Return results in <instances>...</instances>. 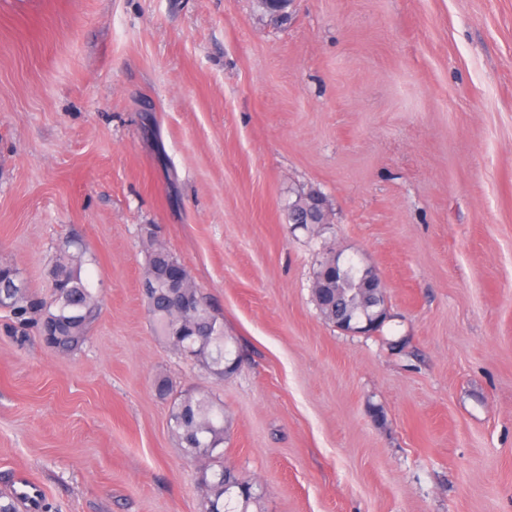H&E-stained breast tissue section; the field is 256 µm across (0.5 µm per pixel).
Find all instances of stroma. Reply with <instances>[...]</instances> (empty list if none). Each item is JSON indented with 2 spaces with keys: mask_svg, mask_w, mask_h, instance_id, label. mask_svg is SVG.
Returning <instances> with one entry per match:
<instances>
[{
  "mask_svg": "<svg viewBox=\"0 0 512 512\" xmlns=\"http://www.w3.org/2000/svg\"><path fill=\"white\" fill-rule=\"evenodd\" d=\"M311 191L327 223H289ZM146 227L235 373L152 332ZM67 236L83 348L0 311L18 512H199L160 376L223 401L266 512H512V0H0V264L45 291ZM333 253L381 279V331L320 315Z\"/></svg>",
  "mask_w": 512,
  "mask_h": 512,
  "instance_id": "1",
  "label": "stroma"
}]
</instances>
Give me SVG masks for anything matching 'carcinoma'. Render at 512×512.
Returning <instances> with one entry per match:
<instances>
[{
  "instance_id": "obj_1",
  "label": "carcinoma",
  "mask_w": 512,
  "mask_h": 512,
  "mask_svg": "<svg viewBox=\"0 0 512 512\" xmlns=\"http://www.w3.org/2000/svg\"><path fill=\"white\" fill-rule=\"evenodd\" d=\"M74 245L76 242L67 240L59 249V256L67 258L68 263L50 293L44 296L27 287H15V280L19 278L17 270L0 266V295L6 294L12 301L9 313L14 329L23 333L33 328L47 347L62 352L77 351L86 343L99 303L98 296L82 278L84 254L70 250ZM147 253L142 282L153 285V293L144 296L149 301L147 311L153 332L168 340L177 352L192 350L195 365L224 379L237 366V362L229 358L224 323L199 291L195 292L194 312L177 313L160 272L174 264L188 281L190 274L151 236L147 238ZM312 291L320 314L334 325L338 323V298L347 313H374L372 307L366 305L368 291L363 285V270L349 265L336 267L334 255L320 263ZM156 391L159 397L171 399L170 427L180 448L186 456L200 463V482L205 491L201 512H264L265 498L257 491L256 483L238 472L230 474L236 485L228 487L224 482L227 468L224 467V452L220 451L224 446V404L205 391L176 395L165 378L156 381Z\"/></svg>"
}]
</instances>
